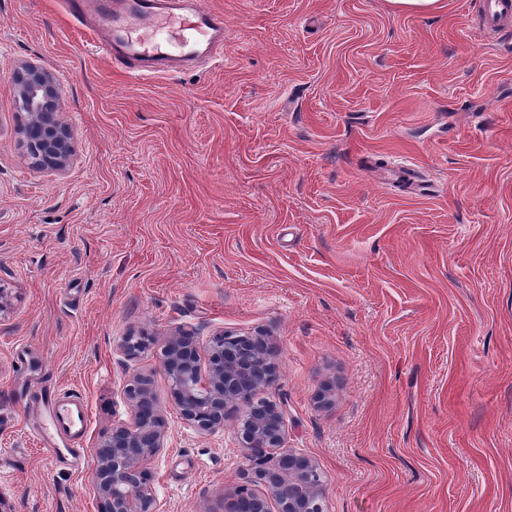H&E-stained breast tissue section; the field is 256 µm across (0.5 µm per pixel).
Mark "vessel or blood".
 Returning <instances> with one entry per match:
<instances>
[{"mask_svg":"<svg viewBox=\"0 0 512 512\" xmlns=\"http://www.w3.org/2000/svg\"><path fill=\"white\" fill-rule=\"evenodd\" d=\"M66 13L94 20L110 31L102 48L113 66L147 76L185 68L224 43V17L200 0H64ZM483 25L492 32L512 26V0H485ZM88 408L76 393L47 402L45 441L60 433L84 431Z\"/></svg>","mask_w":512,"mask_h":512,"instance_id":"b4317fda","label":"vessel or blood"}]
</instances>
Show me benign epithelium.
Listing matches in <instances>:
<instances>
[{
    "label": "benign epithelium",
    "instance_id": "benign-epithelium-1",
    "mask_svg": "<svg viewBox=\"0 0 512 512\" xmlns=\"http://www.w3.org/2000/svg\"><path fill=\"white\" fill-rule=\"evenodd\" d=\"M16 107L25 122L30 164L45 171H62L74 151V132L57 112L61 90L48 70L25 63L15 72ZM172 404L180 418L199 432L224 427L226 412L244 406L239 439L248 468L241 481L224 489L221 512H324L323 473L311 459L284 448L288 425L282 409L271 400L254 402V392L274 384L273 353L258 338L221 332L207 345L202 367L195 337L176 332L161 347ZM132 407L128 423L91 448V482L107 512H163L153 491L154 473L148 462L165 442V423L148 380L127 384Z\"/></svg>",
    "mask_w": 512,
    "mask_h": 512
}]
</instances>
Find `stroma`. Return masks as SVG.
I'll return each mask as SVG.
<instances>
[{
    "label": "stroma",
    "instance_id": "stroma-1",
    "mask_svg": "<svg viewBox=\"0 0 512 512\" xmlns=\"http://www.w3.org/2000/svg\"><path fill=\"white\" fill-rule=\"evenodd\" d=\"M203 5L221 58L143 80L61 0H0V500L103 512L88 455L140 374L164 512H218L243 411L185 424L158 341L226 330L273 347L255 398L318 463L326 512H512V30L483 29V0ZM25 62L59 80L65 171L26 157ZM140 332L157 342L128 358ZM35 388L82 393L85 434L41 445ZM392 11L405 14H431L439 10L440 0H386Z\"/></svg>",
    "mask_w": 512,
    "mask_h": 512
}]
</instances>
